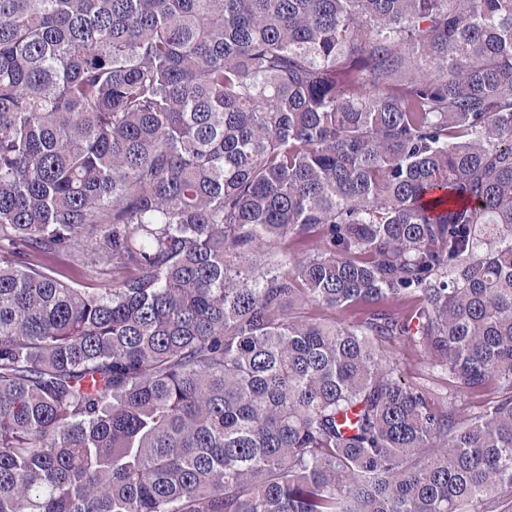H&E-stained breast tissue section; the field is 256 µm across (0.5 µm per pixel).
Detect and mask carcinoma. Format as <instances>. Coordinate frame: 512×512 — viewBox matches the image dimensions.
I'll return each instance as SVG.
<instances>
[{
  "label": "carcinoma",
  "instance_id": "cac0c4a2",
  "mask_svg": "<svg viewBox=\"0 0 512 512\" xmlns=\"http://www.w3.org/2000/svg\"><path fill=\"white\" fill-rule=\"evenodd\" d=\"M509 492L512 0H0V512ZM42 264L66 273V278L61 277V279L78 288H98L97 285L108 284L112 281V273L110 271L92 273L86 267L83 268L82 266L70 263L63 256L44 260ZM402 373L408 383L423 386L427 389L435 401H442L443 398L449 397L448 380L441 375L430 372L425 362L415 353H407L404 357Z\"/></svg>",
  "mask_w": 512,
  "mask_h": 512
}]
</instances>
